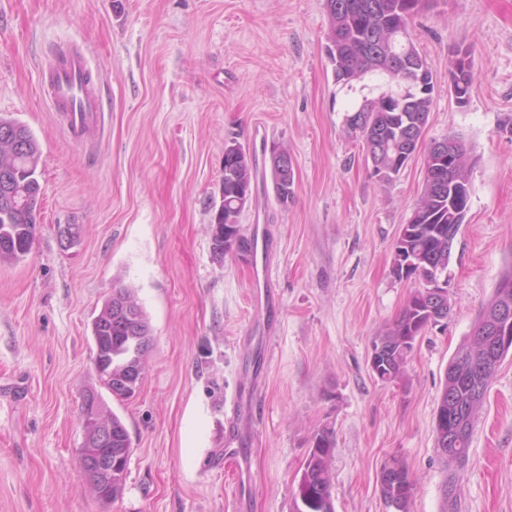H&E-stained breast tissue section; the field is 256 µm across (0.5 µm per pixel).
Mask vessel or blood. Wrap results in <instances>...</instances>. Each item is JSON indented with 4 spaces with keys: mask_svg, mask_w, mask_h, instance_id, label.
I'll list each match as a JSON object with an SVG mask.
<instances>
[{
    "mask_svg": "<svg viewBox=\"0 0 512 512\" xmlns=\"http://www.w3.org/2000/svg\"><path fill=\"white\" fill-rule=\"evenodd\" d=\"M42 84L45 92L59 112L63 114L64 127L71 139L81 142L88 135L100 131L104 115L100 110L91 72L84 52L67 50L62 60L44 69ZM253 252L248 256L252 268V301L258 312L253 325L254 339L263 356L273 351L276 322L270 316L275 305L271 287L273 244L265 226L254 225ZM256 405L250 389L239 391L231 400L224 436V472L236 488L237 500H246L251 489L249 480L250 441L242 436L240 422L254 414Z\"/></svg>",
    "mask_w": 512,
    "mask_h": 512,
    "instance_id": "1",
    "label": "vessel or blood"
}]
</instances>
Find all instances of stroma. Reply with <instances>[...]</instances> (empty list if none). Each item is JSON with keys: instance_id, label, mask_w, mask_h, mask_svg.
Here are the masks:
<instances>
[{"instance_id": "35a3bbf8", "label": "stroma", "mask_w": 512, "mask_h": 512, "mask_svg": "<svg viewBox=\"0 0 512 512\" xmlns=\"http://www.w3.org/2000/svg\"><path fill=\"white\" fill-rule=\"evenodd\" d=\"M324 0H0V117L41 151L30 253L0 264V512H227L224 420L261 372L251 435L253 494L243 512H290L314 437L333 430L335 512H387L378 476L403 465L410 512H440L445 477L434 416L444 374L512 266V0H429L412 39L434 75L421 149L383 182L345 116L355 100L327 56ZM82 49L100 79L105 127L73 141L40 71ZM469 51L466 105L448 92ZM467 148L469 210L449 263L450 311L428 326L401 378L382 381L370 345L415 281L391 274L393 244L422 193L423 150ZM262 172L240 218L269 226L278 330L251 342V272L215 260L209 224L224 146ZM288 148L294 197L281 205L271 148ZM63 224L80 231L60 246ZM134 288L151 326L140 388L112 396L93 364L92 322L113 288ZM96 391L132 452L122 496L103 504L79 463L82 397ZM462 512H512V354L498 367L461 476Z\"/></svg>"}]
</instances>
